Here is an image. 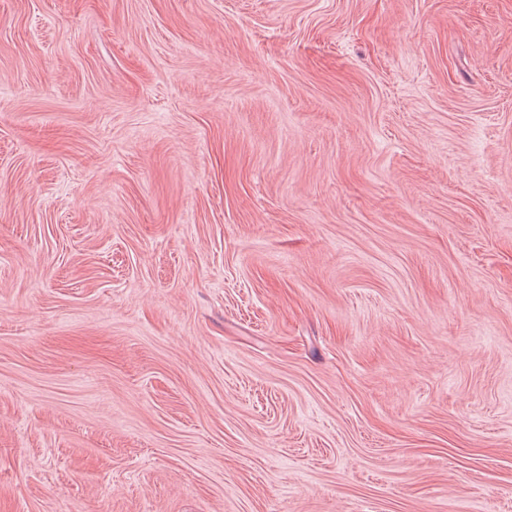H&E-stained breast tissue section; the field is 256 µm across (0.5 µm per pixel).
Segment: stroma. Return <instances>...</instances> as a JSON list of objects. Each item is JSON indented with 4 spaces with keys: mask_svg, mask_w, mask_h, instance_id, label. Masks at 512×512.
Here are the masks:
<instances>
[{
    "mask_svg": "<svg viewBox=\"0 0 512 512\" xmlns=\"http://www.w3.org/2000/svg\"><path fill=\"white\" fill-rule=\"evenodd\" d=\"M0 512H512V0H0Z\"/></svg>",
    "mask_w": 512,
    "mask_h": 512,
    "instance_id": "35a3bbf8",
    "label": "stroma"
}]
</instances>
